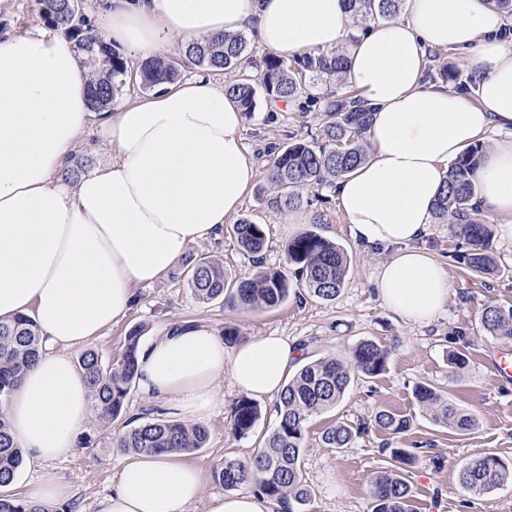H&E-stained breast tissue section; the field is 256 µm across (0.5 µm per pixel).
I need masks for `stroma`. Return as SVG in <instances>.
<instances>
[{"label": "stroma", "instance_id": "1", "mask_svg": "<svg viewBox=\"0 0 512 512\" xmlns=\"http://www.w3.org/2000/svg\"><path fill=\"white\" fill-rule=\"evenodd\" d=\"M323 122V113L304 110L300 101L275 108L267 98H258L254 112L245 116L244 130L245 144L257 162L256 181L229 217V229L219 238L191 244L186 256H207L223 262L228 274L249 275L253 262L242 253L231 230L233 224L248 219L265 228L263 267L280 270L286 265L288 240L312 229L343 246L351 259L349 274L335 300L305 295L300 282L294 280L288 298L273 309L233 310L220 301L204 303L188 288L185 265L180 262L156 284L135 287L131 310L94 339L91 347L107 362L121 354L131 330H140L147 344L180 323L203 324L219 334L230 330L242 342L256 336H282L300 345L309 360L346 351L364 339L374 340L389 352L386 371L354 383L335 408L308 422L301 469L312 496L301 512H371L373 479L388 466L395 448L407 449L414 456L406 468L413 512H512V485L473 495L465 492L457 479L459 467L480 451L495 452L512 462V383H498L488 366L492 352L512 347V338L492 336L480 322L485 304H512V245L493 238L499 270L481 277L469 272L458 258L465 247L463 238L448 224L434 221L418 245L444 266L450 283L448 301L426 323L395 314L375 292L378 268L390 252L353 239L332 188L305 190L304 203L294 212L267 204L276 192L268 178L274 151L317 136ZM296 214L301 223H292ZM454 350L465 351L467 363L453 370L448 355ZM420 383L432 385L453 405L474 413L475 429L457 433L433 423L415 399L414 388ZM220 391L224 402L204 423L208 434L204 448L186 455L204 478L203 494L188 512H208L210 497L223 494V487L211 479L214 464L227 457L248 460L278 420L277 397L258 399L260 417L254 429L245 437L234 436L233 408L240 394L228 379L221 382ZM382 408L408 416L410 430L395 437L380 429L374 415ZM175 417V412L159 402L131 390L117 420L105 424L96 416L87 417L72 455L46 463L24 460L19 470L22 483L16 492L24 494L25 483L52 473L69 487L68 497L55 503L56 512H96L98 502L111 493L128 456L118 447V437L144 421ZM335 421L356 429L351 447L337 450L322 443L323 430Z\"/></svg>", "mask_w": 512, "mask_h": 512}]
</instances>
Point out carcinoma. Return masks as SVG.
<instances>
[{"instance_id": "cac0c4a2", "label": "carcinoma", "mask_w": 512, "mask_h": 512, "mask_svg": "<svg viewBox=\"0 0 512 512\" xmlns=\"http://www.w3.org/2000/svg\"><path fill=\"white\" fill-rule=\"evenodd\" d=\"M404 0H348L356 28L367 29L376 20L397 15ZM45 24L61 29L76 42L78 53L93 66L90 103L94 111L107 109L122 91L127 79L145 91H153L178 79L179 71L171 61L148 60L133 66L126 55L94 29L91 20L80 13L79 0H39ZM191 64L229 74L224 93L239 103L245 113L255 110L262 94L269 99L290 102L310 86L334 80L342 82L347 57L342 50L329 54L305 53L288 66L268 53L258 72L248 71L247 40L236 34L221 40L192 43L185 50ZM322 111L328 120L320 135L310 141L300 140L277 151L273 156L269 179L277 193L269 205L278 210L300 206L303 191L331 185L356 169L367 158L359 138L370 123L371 107L364 104L356 91L323 98ZM483 144L466 148L451 165L449 180L435 203V215L457 228L466 241L460 260L474 274H492L498 270L492 254L491 231L475 217L474 183L477 160ZM241 250L259 259L266 243L263 225L243 220L233 226ZM288 265L294 278L312 296L333 300L344 285L350 269L345 249L309 230L288 241ZM185 278L196 299L202 302L221 300L231 307L273 308L289 295L288 276L280 271L257 270L248 277L231 278L224 265L201 257L185 270ZM483 328L493 336L512 337V306L488 305L481 315ZM141 332L127 336L123 353L106 363L99 353L89 349L78 358L91 389V410L110 423L118 418L128 394L136 383ZM42 342L35 322L27 316L0 320V485L9 484L23 464L25 453L14 444L6 413V403L20 377L41 352ZM389 352L373 340H363L341 355H325L304 364L288 379L276 404L278 424L263 446L247 461L224 458L213 466L212 479L225 490L253 484L263 497L280 505L295 502L304 505L311 492L303 481L301 460L306 447V424L310 417L330 409L343 398L354 381L374 378L388 365ZM415 398L436 423L449 430L465 433L477 424L475 415L448 403V398L427 383L415 387ZM260 417V409L243 397L233 410L232 433L248 435ZM376 425L398 436L411 427L409 417L388 410L375 415ZM355 432L336 422L322 432L329 448L350 446ZM206 430L177 420L145 421L128 430L119 440L126 451L159 455L189 452L204 447ZM413 455L404 448L391 452V467L379 472L371 490V512H412L411 487L404 466ZM461 487L469 492L489 493L512 484V465L493 452L474 457L459 470ZM0 512H48L14 494H0Z\"/></svg>"}]
</instances>
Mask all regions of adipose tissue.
I'll use <instances>...</instances> for the list:
<instances>
[{
  "label": "adipose tissue",
  "mask_w": 512,
  "mask_h": 512,
  "mask_svg": "<svg viewBox=\"0 0 512 512\" xmlns=\"http://www.w3.org/2000/svg\"><path fill=\"white\" fill-rule=\"evenodd\" d=\"M100 32L140 58L255 29L288 59L345 47L343 74L372 109L371 156L336 184L352 237L390 249L382 303L412 322L446 304L450 283L418 248L450 165L487 134L475 199L512 243V19L488 0H405L403 17L353 37L346 0H91ZM462 54L473 95L426 83L428 49ZM98 128L112 149L95 173L58 177L78 136ZM244 115L213 79L190 77L93 111L73 41L42 29L0 35V318L30 316L43 349L12 392L14 440L36 461L72 453L90 388L69 355L125 317L192 243L218 237L258 174ZM299 353L281 336L236 347L204 325H175L139 354L142 395L203 421L230 378L240 392L278 393ZM203 491L181 455L131 456L97 512H184Z\"/></svg>",
  "instance_id": "1"
}]
</instances>
